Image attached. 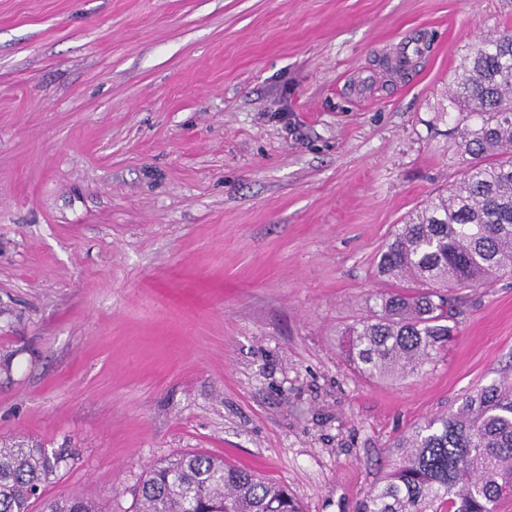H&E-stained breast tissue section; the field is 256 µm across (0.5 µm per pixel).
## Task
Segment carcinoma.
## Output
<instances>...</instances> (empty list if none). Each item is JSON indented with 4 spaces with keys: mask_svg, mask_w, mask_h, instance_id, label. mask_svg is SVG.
Masks as SVG:
<instances>
[{
    "mask_svg": "<svg viewBox=\"0 0 512 512\" xmlns=\"http://www.w3.org/2000/svg\"><path fill=\"white\" fill-rule=\"evenodd\" d=\"M452 99L472 119L461 132L467 167L454 188L395 226L377 273L392 288L340 332L346 361L368 378L411 377L447 345L457 299L512 273V32L472 46ZM399 463L356 512H496L512 492V383L469 394L453 413L396 444ZM67 457L25 441L0 442V512H104L95 501H41ZM135 512H300L282 485L220 457L185 452L151 467Z\"/></svg>",
    "mask_w": 512,
    "mask_h": 512,
    "instance_id": "carcinoma-1",
    "label": "carcinoma"
}]
</instances>
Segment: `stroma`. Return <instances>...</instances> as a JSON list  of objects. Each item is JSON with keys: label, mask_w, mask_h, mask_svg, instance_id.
<instances>
[{"label": "stroma", "mask_w": 512, "mask_h": 512, "mask_svg": "<svg viewBox=\"0 0 512 512\" xmlns=\"http://www.w3.org/2000/svg\"><path fill=\"white\" fill-rule=\"evenodd\" d=\"M509 30L512 0H0V440L69 453L44 498L133 512L197 451L356 512L399 438L512 381L510 275L419 375L337 336L461 178L453 75Z\"/></svg>", "instance_id": "stroma-1"}]
</instances>
